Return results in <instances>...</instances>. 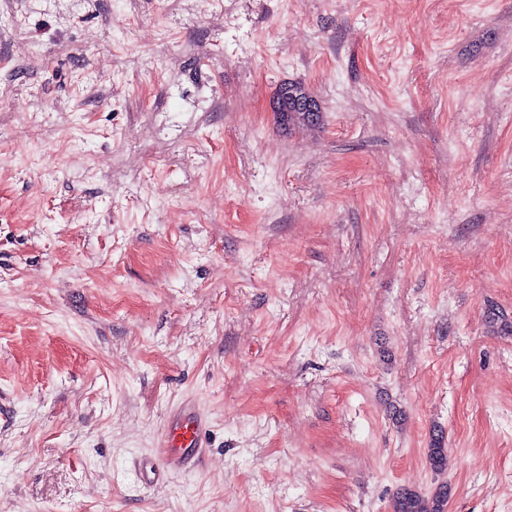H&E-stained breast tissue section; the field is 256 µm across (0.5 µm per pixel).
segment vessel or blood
<instances>
[{
  "mask_svg": "<svg viewBox=\"0 0 512 512\" xmlns=\"http://www.w3.org/2000/svg\"><path fill=\"white\" fill-rule=\"evenodd\" d=\"M205 428L203 415L190 405H183L173 416L162 440L159 456L149 469L161 472L173 467L198 464L203 456L202 433Z\"/></svg>",
  "mask_w": 512,
  "mask_h": 512,
  "instance_id": "vessel-or-blood-1",
  "label": "vessel or blood"
}]
</instances>
